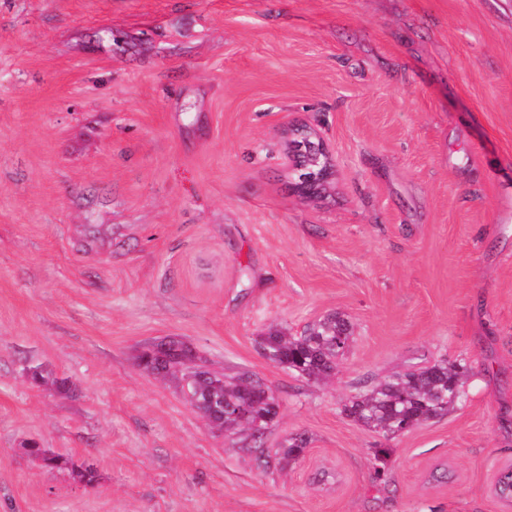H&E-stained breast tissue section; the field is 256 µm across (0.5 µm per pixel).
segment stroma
<instances>
[{"mask_svg":"<svg viewBox=\"0 0 512 512\" xmlns=\"http://www.w3.org/2000/svg\"><path fill=\"white\" fill-rule=\"evenodd\" d=\"M298 126L333 160L316 200ZM335 313L329 381L256 343ZM169 337L261 378L264 447L301 434L303 458L258 467L140 371ZM443 359L447 416L386 437L345 415ZM510 466L512 0H0V512H512Z\"/></svg>","mask_w":512,"mask_h":512,"instance_id":"stroma-1","label":"stroma"}]
</instances>
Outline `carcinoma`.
I'll return each mask as SVG.
<instances>
[{"label": "carcinoma", "instance_id": "cac0c4a2", "mask_svg": "<svg viewBox=\"0 0 512 512\" xmlns=\"http://www.w3.org/2000/svg\"><path fill=\"white\" fill-rule=\"evenodd\" d=\"M351 327L344 318L330 314L310 325L301 336H288L270 329L259 337L258 345L272 363L299 376L323 380L334 375L337 361L349 347ZM189 351L174 337L151 343L136 356L137 366L165 381L181 385L179 353ZM31 380L53 390L66 389L65 380L40 366L29 369ZM190 406L213 426L229 433H247L257 460L267 467L276 461L283 468L304 456L308 441L289 437L270 455L259 446L262 428L277 415L279 400L265 394L259 379L243 373L235 377L207 369L195 386L188 387ZM462 371L441 360L426 366L410 365L383 377L376 384L352 395L344 412L354 421L385 436H395L451 413L463 398ZM224 403V416L214 417L209 402Z\"/></svg>", "mask_w": 512, "mask_h": 512}]
</instances>
